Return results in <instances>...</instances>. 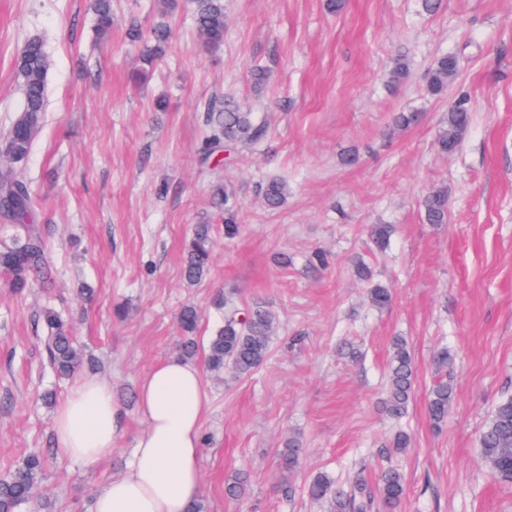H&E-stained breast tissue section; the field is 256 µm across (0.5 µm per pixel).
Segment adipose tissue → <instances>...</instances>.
I'll use <instances>...</instances> for the list:
<instances>
[{"label":"adipose tissue","mask_w":512,"mask_h":512,"mask_svg":"<svg viewBox=\"0 0 512 512\" xmlns=\"http://www.w3.org/2000/svg\"><path fill=\"white\" fill-rule=\"evenodd\" d=\"M147 427L122 477L100 488L93 512H187L197 500L201 426L209 401L197 365L172 357L154 366L138 391ZM119 412L106 383L83 378L58 405L59 455L93 464L111 453Z\"/></svg>","instance_id":"adipose-tissue-1"}]
</instances>
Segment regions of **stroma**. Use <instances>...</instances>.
<instances>
[{"mask_svg":"<svg viewBox=\"0 0 512 512\" xmlns=\"http://www.w3.org/2000/svg\"><path fill=\"white\" fill-rule=\"evenodd\" d=\"M328 2L224 0V43L212 48L189 0H113L104 37L94 0H0V133L21 106L13 69L24 41L42 38L52 61L45 127L17 172L39 199L55 262L51 284L23 295L0 277V474L43 452L36 496L53 512H93L97 490L126 471L146 429L138 388L177 355L180 309H197L203 346L221 296L270 307L279 329L250 376L202 378L207 512H327L306 493L315 475L345 482L387 467L406 477L398 512H512V482L489 476L478 442L512 395V0H442L431 14L421 0H343L336 12ZM161 22L173 36L139 80L144 45L129 32ZM446 53L461 58V75L434 97L426 75ZM399 59L408 75L396 82ZM462 94L474 120L446 155L437 129ZM215 95L266 122L264 146L202 160L201 105ZM402 111L420 119L391 133ZM272 178L288 184L275 210L257 195ZM219 182L234 192L230 238L210 204ZM436 189L448 197L444 224L425 223L418 207ZM203 222L216 224V245L191 286L183 242ZM374 224L394 227L386 249L371 241ZM318 252L326 266H316ZM358 259L370 282L358 279ZM371 282L390 290L389 308L371 305ZM85 285L92 299L81 296ZM44 305L73 319L93 359L81 377L112 387L118 439L94 464L55 447L54 411L41 396L66 398L74 382L52 371L37 325ZM397 336L410 346L416 386L407 413L392 419L379 401ZM346 342L356 356L341 351ZM441 346L455 356V398L437 426L427 393ZM401 431L411 445L397 454ZM291 436L303 450L286 476L279 451ZM242 471L245 495L227 498L225 483Z\"/></svg>","mask_w":512,"mask_h":512,"instance_id":"35a3bbf8","label":"stroma"}]
</instances>
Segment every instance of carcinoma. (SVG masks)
Segmentation results:
<instances>
[{
  "label": "carcinoma",
  "instance_id": "1",
  "mask_svg": "<svg viewBox=\"0 0 512 512\" xmlns=\"http://www.w3.org/2000/svg\"><path fill=\"white\" fill-rule=\"evenodd\" d=\"M196 29L205 43L213 48L224 42V0H191ZM96 27L101 35L112 28V0H95ZM170 34V27L158 23L149 31L132 29L131 37L148 43L143 54L146 64L162 52ZM50 56L43 40L33 37L21 47L14 70V77L22 90V107L15 114L7 132L0 137L4 153L0 155V216L3 231L9 239L0 243V273L8 278L10 288L22 294L37 282L45 285L52 279L54 260L41 231L34 222L35 196L29 185L16 175V165L30 155L33 144L45 125L47 106L48 73ZM457 56H439L427 76V91L432 96H441L448 85L460 75ZM206 136L202 142L203 160L231 146L240 151H249L266 140L267 125L259 121L253 112L243 110L231 98L214 97L204 104ZM473 116L464 96L448 109L437 135V146L441 153L454 152L472 124ZM259 193L270 208L283 204L288 194L285 181L273 178L260 185ZM213 208L227 214L224 218V234L232 236L237 226L231 223L228 214L232 211L230 196L224 185L214 186ZM424 219L428 224L448 223V197L441 191H433L421 201ZM213 226L199 224L192 237L185 243L184 276L193 284L203 280L213 258ZM370 300L376 308L383 309L391 301L390 291L375 285L369 289ZM217 308L223 317L209 336L204 353L206 371L222 379L226 376L241 378L251 374L267 358L270 345L276 336L277 318L269 308L255 304L241 307L231 299H221ZM46 333L47 350L51 365L61 377H69L83 368L87 362L86 352L73 336V329L61 314L51 307L42 309L39 315ZM179 322L188 337L180 346L181 354L191 359L197 352V344L190 337L198 323V313L192 306L183 308ZM436 380L428 394V415L439 425L448 419L454 388L452 371L454 356L446 348L438 350L433 359ZM415 367L407 342L396 338L391 345L387 383L380 401L382 411L398 419L406 411L413 396ZM479 444L482 458L488 471L503 481H512V396L502 399L495 406L484 425ZM301 444L291 436L280 452L282 469L294 470L299 463ZM45 475V458L30 452L0 477V512H39L47 509L45 503L37 502L35 492ZM248 476L238 474L224 486L225 495L239 498L245 494ZM405 483L396 468L382 470L375 483L358 478L342 484L327 474L320 473L308 485L311 498L325 502L331 512H397L405 496Z\"/></svg>",
  "mask_w": 512,
  "mask_h": 512
}]
</instances>
